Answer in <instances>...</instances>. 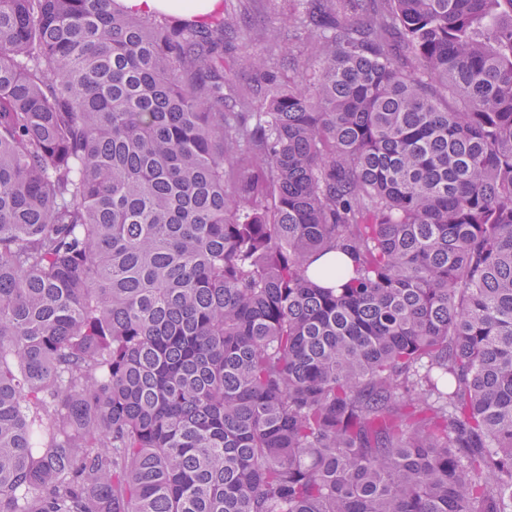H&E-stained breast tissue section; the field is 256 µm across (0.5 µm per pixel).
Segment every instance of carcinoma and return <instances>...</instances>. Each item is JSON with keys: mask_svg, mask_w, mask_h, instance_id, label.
Masks as SVG:
<instances>
[{"mask_svg": "<svg viewBox=\"0 0 512 512\" xmlns=\"http://www.w3.org/2000/svg\"><path fill=\"white\" fill-rule=\"evenodd\" d=\"M293 2L0 0V512H512V0ZM224 1V2H223ZM289 0H118L131 14L154 16L167 14V20L178 21L170 15L195 18L198 24L223 13L244 17L246 24L234 38L235 43L264 40L273 31L283 29Z\"/></svg>", "mask_w": 512, "mask_h": 512, "instance_id": "carcinoma-1", "label": "carcinoma"}]
</instances>
